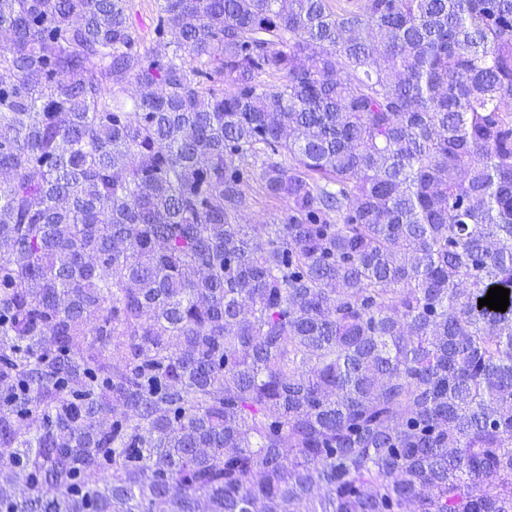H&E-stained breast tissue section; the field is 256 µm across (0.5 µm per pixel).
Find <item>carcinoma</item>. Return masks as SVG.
<instances>
[{"instance_id":"cac0c4a2","label":"carcinoma","mask_w":512,"mask_h":512,"mask_svg":"<svg viewBox=\"0 0 512 512\" xmlns=\"http://www.w3.org/2000/svg\"><path fill=\"white\" fill-rule=\"evenodd\" d=\"M156 7L0 0V512H512V0ZM155 0H133L131 24L139 37H145L148 42L153 38V28L156 23L154 8ZM284 206L281 203H269L262 200L251 209L243 212L239 218L240 224H270L273 219L282 211Z\"/></svg>"}]
</instances>
